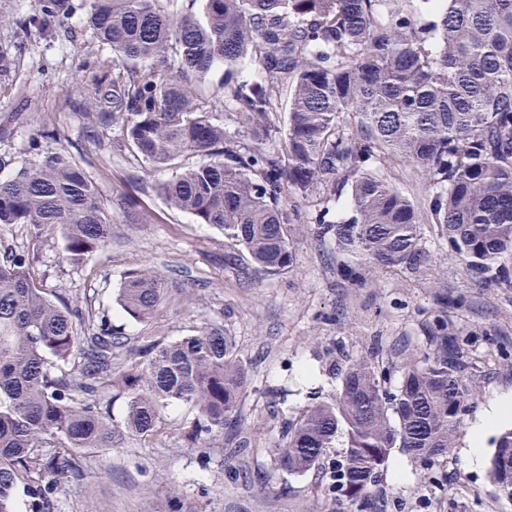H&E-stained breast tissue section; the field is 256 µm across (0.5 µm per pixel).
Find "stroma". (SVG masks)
<instances>
[{
    "mask_svg": "<svg viewBox=\"0 0 512 512\" xmlns=\"http://www.w3.org/2000/svg\"><path fill=\"white\" fill-rule=\"evenodd\" d=\"M37 10V0H0L6 19L0 55L10 59L0 70V177L59 143L75 157L104 156L108 170L99 187L112 216V243L76 267L66 259L62 230L0 226V240L36 250V269L48 288L127 337L118 359L134 357L139 337L169 343L216 324L234 337L250 378L238 407L245 449L189 447L183 431L192 415L171 408L162 417L163 437L129 439L87 457L82 479L63 482L56 512H152L155 501L168 498L176 499L179 512H331L322 473L283 472L271 450L287 422L331 398L348 359L422 350L440 291L459 301L449 316L477 368L471 409L447 458L426 469L393 449L376 491L387 512H512V501L499 496L489 476L496 430L483 437V462L468 455L471 427L512 397V289L476 282L430 224L425 244L433 263L416 278L377 270L365 287H351L338 272L342 257L333 242L308 224L292 241L296 260L288 272L240 273L225 261L231 248L221 231L171 209L154 191L155 183L170 179V169L138 158L112 123L90 129L85 91L93 77L111 74L110 49L95 40L79 12L53 34L17 27V19ZM47 129L57 130L60 141L44 137ZM134 173L148 188L132 213L124 194ZM134 268L159 271L168 286L164 304L144 322L127 316L117 301L125 273Z\"/></svg>",
    "mask_w": 512,
    "mask_h": 512,
    "instance_id": "35a3bbf8",
    "label": "stroma"
}]
</instances>
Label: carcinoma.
Listing matches in <instances>:
<instances>
[{
  "label": "carcinoma",
  "mask_w": 512,
  "mask_h": 512,
  "mask_svg": "<svg viewBox=\"0 0 512 512\" xmlns=\"http://www.w3.org/2000/svg\"><path fill=\"white\" fill-rule=\"evenodd\" d=\"M170 2L39 0L28 19L53 30L84 13L114 55L112 78H93L90 97L110 105L136 155L173 169L155 186L169 207L220 229L269 277L294 264L292 224L315 225L353 259L344 268L355 288L371 269L416 277L433 258L418 206L374 168L392 156L425 177L448 252L473 279L512 288V0H425L424 21L406 0H204L202 15L177 17ZM247 62L261 77L242 76ZM216 66L224 79L205 94ZM282 111L285 128L274 121ZM188 155L200 162L182 167ZM104 171L90 157L46 153L0 180V225L59 226L67 261L81 265L112 239ZM296 196L325 206L308 217ZM343 196L339 218L327 203ZM34 262L0 244V512H16L21 493L28 512H55L62 480L83 476L85 451L158 435L170 407L194 413L192 446L238 430L249 376L224 327L166 344L144 336L121 365L122 337L48 291ZM165 299L158 271L125 274L119 302L130 317L153 318ZM435 300L441 315L422 351L349 360L341 388L288 423L273 449L278 468L298 475L340 449L326 483L333 512H385L374 487L391 450L429 466L470 411L475 368L449 327L454 302ZM112 392L125 399L120 423L103 404ZM494 444L491 479L512 500V428Z\"/></svg>",
  "instance_id": "obj_1"
}]
</instances>
